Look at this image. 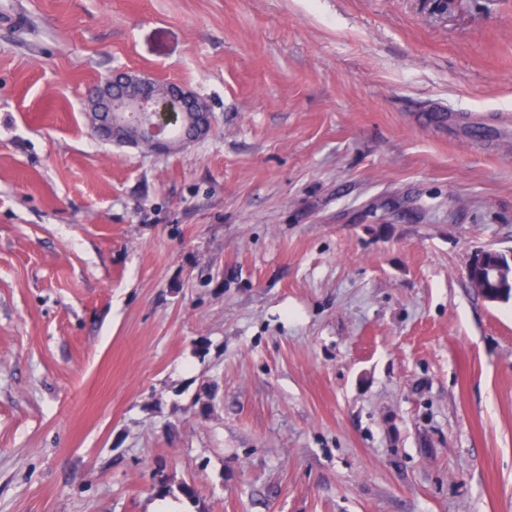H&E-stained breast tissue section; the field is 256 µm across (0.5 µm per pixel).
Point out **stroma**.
I'll use <instances>...</instances> for the list:
<instances>
[{"label": "stroma", "instance_id": "1", "mask_svg": "<svg viewBox=\"0 0 512 512\" xmlns=\"http://www.w3.org/2000/svg\"><path fill=\"white\" fill-rule=\"evenodd\" d=\"M214 115L97 138L114 70ZM512 0H0V512H512ZM191 501L188 499L175 500L159 494L146 504L145 512H193Z\"/></svg>", "mask_w": 512, "mask_h": 512}]
</instances>
